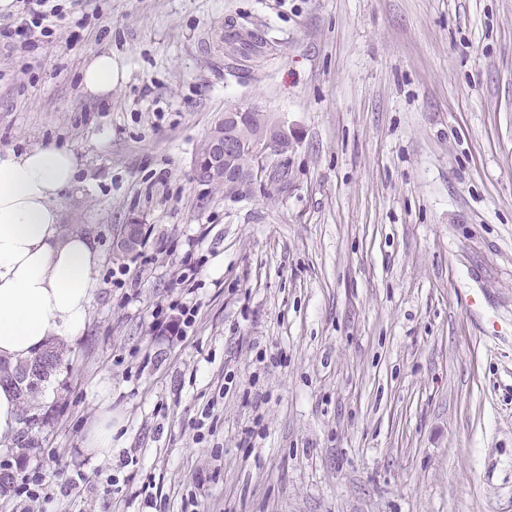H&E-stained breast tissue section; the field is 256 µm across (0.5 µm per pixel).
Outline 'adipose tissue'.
<instances>
[{
	"mask_svg": "<svg viewBox=\"0 0 512 512\" xmlns=\"http://www.w3.org/2000/svg\"><path fill=\"white\" fill-rule=\"evenodd\" d=\"M112 54H93L81 88L112 91ZM75 153L55 144L0 150V359L19 364L84 330L103 256L91 237L62 224L58 201L74 183Z\"/></svg>",
	"mask_w": 512,
	"mask_h": 512,
	"instance_id": "obj_1",
	"label": "adipose tissue"
}]
</instances>
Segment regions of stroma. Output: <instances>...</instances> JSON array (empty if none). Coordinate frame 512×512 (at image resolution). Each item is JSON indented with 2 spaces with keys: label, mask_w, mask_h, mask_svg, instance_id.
Listing matches in <instances>:
<instances>
[{
  "label": "stroma",
  "mask_w": 512,
  "mask_h": 512,
  "mask_svg": "<svg viewBox=\"0 0 512 512\" xmlns=\"http://www.w3.org/2000/svg\"><path fill=\"white\" fill-rule=\"evenodd\" d=\"M59 2L87 27L27 52L0 12V149L76 154L63 222L104 261L0 446V512L39 468L28 512H512V0ZM99 51L115 77L90 98ZM248 106L295 134L287 193L196 177ZM131 222L150 244L116 255ZM175 301L184 336L154 325ZM113 77L111 52L93 54L82 69L81 88L90 97L106 96L112 92ZM85 448L97 458L112 452V412H105L89 433Z\"/></svg>",
  "instance_id": "35a3bbf8"
}]
</instances>
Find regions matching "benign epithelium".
I'll list each match as a JSON object with an SVG mask.
<instances>
[{
  "mask_svg": "<svg viewBox=\"0 0 512 512\" xmlns=\"http://www.w3.org/2000/svg\"><path fill=\"white\" fill-rule=\"evenodd\" d=\"M256 106L237 108L224 113L213 128L206 153L195 158L197 176L205 180L221 181L234 189L233 196L243 197L257 185H275L280 180L283 151L294 149V138L285 121L279 118L261 119ZM258 124V130L247 138L224 132L228 125L239 126L249 121ZM246 155L251 159L247 167L236 165V158ZM137 224H123L113 242V251L122 253L137 239Z\"/></svg>",
  "mask_w": 512,
  "mask_h": 512,
  "instance_id": "7a95c632",
  "label": "benign epithelium"
}]
</instances>
